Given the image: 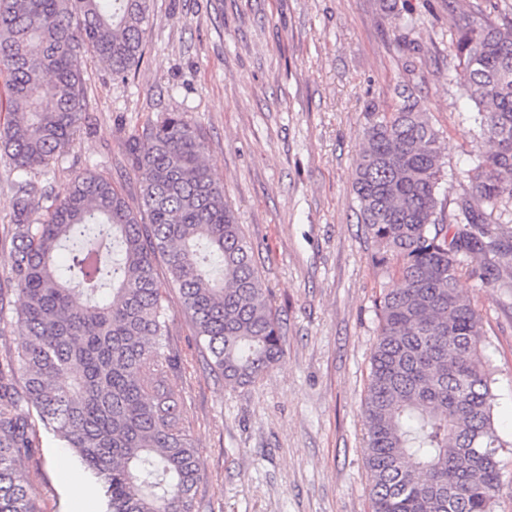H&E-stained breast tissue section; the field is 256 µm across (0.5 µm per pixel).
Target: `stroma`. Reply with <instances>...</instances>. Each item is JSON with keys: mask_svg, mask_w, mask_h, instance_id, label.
<instances>
[{"mask_svg": "<svg viewBox=\"0 0 512 512\" xmlns=\"http://www.w3.org/2000/svg\"><path fill=\"white\" fill-rule=\"evenodd\" d=\"M512 0H150L144 58L128 80L84 56L85 120L59 162L36 174L60 186L93 168L137 201L122 155L128 131L180 112L206 138L282 320L284 354L254 384L210 373L177 291H168L166 385L199 451V512H372L360 410L378 330L375 301L397 278L373 261L353 191L369 103L416 96L440 132L449 172L469 168L475 106L438 42L475 17L500 22ZM419 18L412 32L403 22ZM15 173L0 154V278ZM458 287L480 311L494 369V418L512 438V288ZM64 455L66 467L55 464ZM39 512H99L84 471L40 430L24 464Z\"/></svg>", "mask_w": 512, "mask_h": 512, "instance_id": "obj_1", "label": "stroma"}]
</instances>
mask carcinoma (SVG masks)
Returning <instances> with one entry per match:
<instances>
[{
	"mask_svg": "<svg viewBox=\"0 0 512 512\" xmlns=\"http://www.w3.org/2000/svg\"><path fill=\"white\" fill-rule=\"evenodd\" d=\"M148 21L149 0H0L13 115L0 149L16 173L0 312L15 294L22 336L17 355L0 359V512H38L21 466L38 422L75 454L105 512H196L198 449L163 386L166 288L224 380L249 384L283 354L270 291L183 113L127 133L135 205L91 168L57 188L32 180L67 152L87 111L83 56L126 78ZM448 49L479 129L451 213L439 200L440 134L419 101L364 113L359 221L378 265H395L401 281L376 302L361 407L373 512H494L499 450L512 447L495 426L481 315L456 288L467 266L484 288H512V23L474 20Z\"/></svg>",
	"mask_w": 512,
	"mask_h": 512,
	"instance_id": "carcinoma-1",
	"label": "carcinoma"
}]
</instances>
